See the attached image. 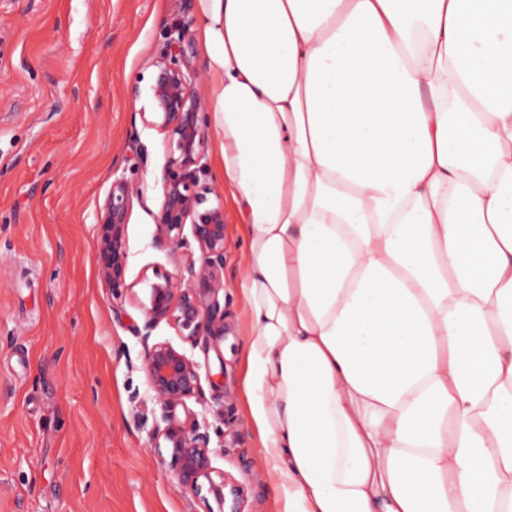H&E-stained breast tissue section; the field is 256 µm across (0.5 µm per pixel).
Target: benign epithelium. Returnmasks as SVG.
<instances>
[{
	"mask_svg": "<svg viewBox=\"0 0 512 512\" xmlns=\"http://www.w3.org/2000/svg\"><path fill=\"white\" fill-rule=\"evenodd\" d=\"M192 2L173 0L175 12L183 18L182 26L178 37L154 62L153 108L143 118L146 125L166 134L167 160L151 246L170 255L181 254L182 264L174 276L155 270L153 277L142 280L148 297L138 300L143 323L137 333L145 349L143 368L154 408L139 412L137 422L148 429L154 447L166 448L161 465L183 490L200 494L204 479L220 512H239V489L222 474L216 480L212 477L208 433L200 431L190 413L186 412L183 420L178 415L199 392V364L166 342L149 344L162 322L174 325L193 346L202 337L225 333L224 307L219 301L224 291V209L212 203L214 188L200 178L208 117L194 90L199 71L193 67L195 50L188 36ZM131 205L127 182L121 178L112 181L98 224V273L105 287L118 297L135 287L127 282ZM187 226L196 244L194 250L184 234Z\"/></svg>",
	"mask_w": 512,
	"mask_h": 512,
	"instance_id": "benign-epithelium-1",
	"label": "benign epithelium"
}]
</instances>
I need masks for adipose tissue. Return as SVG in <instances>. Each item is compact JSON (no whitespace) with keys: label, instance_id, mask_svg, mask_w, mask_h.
<instances>
[{"label":"adipose tissue","instance_id":"obj_1","mask_svg":"<svg viewBox=\"0 0 512 512\" xmlns=\"http://www.w3.org/2000/svg\"><path fill=\"white\" fill-rule=\"evenodd\" d=\"M276 512H512V0H199Z\"/></svg>","mask_w":512,"mask_h":512}]
</instances>
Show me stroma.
Instances as JSON below:
<instances>
[{
  "label": "stroma",
  "instance_id": "1",
  "mask_svg": "<svg viewBox=\"0 0 512 512\" xmlns=\"http://www.w3.org/2000/svg\"><path fill=\"white\" fill-rule=\"evenodd\" d=\"M178 25L171 0H0V512H205L135 423L150 398L142 315L131 295L103 288L96 258L121 177L132 191L128 281L178 272L179 258L151 246L166 139L140 118ZM216 200L229 331L193 345L163 323L152 339L199 363L187 407L216 472L239 486L241 512H274L240 392L245 243L228 191Z\"/></svg>",
  "mask_w": 512,
  "mask_h": 512
}]
</instances>
